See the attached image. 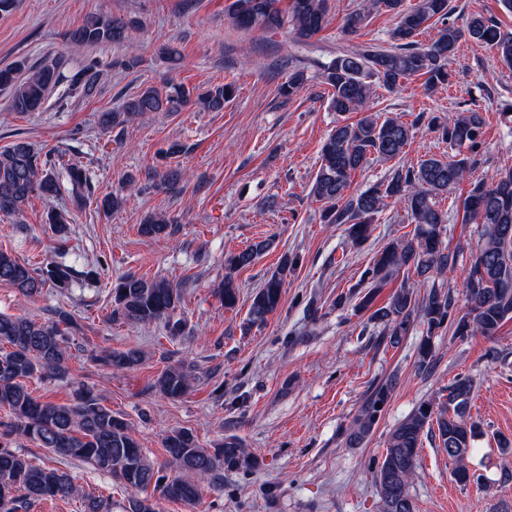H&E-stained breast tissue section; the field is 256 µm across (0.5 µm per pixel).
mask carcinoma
Listing matches in <instances>:
<instances>
[{"label": "carcinoma", "instance_id": "obj_1", "mask_svg": "<svg viewBox=\"0 0 512 512\" xmlns=\"http://www.w3.org/2000/svg\"><path fill=\"white\" fill-rule=\"evenodd\" d=\"M277 2L233 0L230 16L235 26L245 31L286 28L301 44L308 43L327 23L328 0H291L287 13ZM373 6L396 16L392 38L397 45L391 50L367 46L342 52L320 65L319 76L331 89L330 111L340 116L362 112L364 116L351 123L338 122L327 135L310 194L324 204L325 223L346 225V241L355 249L369 239L371 224L385 199L404 205L415 224L413 234L387 244L365 267L360 284L367 285L368 291L357 307L368 313V320L383 325V337L393 347L414 326H421L415 365L417 371L428 373L434 361L431 340L449 324L456 307V299L439 278L459 260V252L445 243L448 213L438 208L436 198L467 180L471 162L460 149L472 151L479 146L483 118L476 110L430 116L431 129L459 153L448 158L431 155L415 165L398 164L385 180L352 193L356 171L373 159L401 160L413 136V125L398 119L381 122L369 114L373 85L394 90L400 80L421 75L425 77L424 89L431 91L447 82L448 64L464 30L471 39L494 48L499 59L512 66V32L480 14L470 16L465 28L456 26L449 21L450 0H418L410 7L404 0H369L347 17L346 28L356 32L363 27ZM431 23L440 25L437 35L429 43L417 42L416 37ZM129 29L130 23L122 18L94 14L70 33V39L78 47L120 45L128 41ZM99 67L100 62L93 58L67 75L59 58L33 68L20 60L0 69V87L10 90L11 111L38 112L47 91L63 83L70 96H93ZM307 80L305 70H295L282 88L283 94H296ZM234 92L231 83H218L197 94L181 84L170 83L164 91L147 87L128 96L118 108L100 113L99 124L107 130L123 127L147 113L176 112L191 102L219 112ZM154 177L159 180L157 187L172 191L179 185L181 172L170 167L155 172ZM63 188L74 207L86 205L94 191L89 170L78 163L53 160L22 137L0 151V213L18 215L30 198L54 197ZM464 211L480 224V234L475 260L462 284L466 312L455 333L495 336L505 321L512 320V169L497 171L488 183H474L464 199ZM47 224L60 245H66L70 234L67 214L50 210ZM173 231L172 221L163 214L150 215L139 225V233L151 239L167 237ZM271 244L269 237L224 255V280L219 288L224 307L232 308L237 302L234 274L253 265ZM298 263L297 256L285 254L266 275L252 298L248 325L263 324L278 309L286 278ZM402 270L414 275L413 282L402 283L383 306L373 308L380 290ZM98 276L95 267L78 269L63 262L36 266L0 250V284L27 299L41 296L47 286L62 292L77 281L93 282ZM111 295L112 320L160 323L172 341L185 336L187 322L178 312L180 288L170 280L125 274L112 283ZM79 330L73 314L63 308L44 322L0 314V408L9 413V420L0 421V504L7 505L6 512H24L33 501L74 496L82 498L83 512H112L111 499L80 491L68 472L37 465L13 449L11 440L16 435L37 442L56 456L108 472L128 489L152 491L149 497L128 498L123 512H157L161 499L191 505L200 499L202 482L213 483L226 471L254 467L236 439L203 448L194 432L183 428L164 437L167 464L158 468L144 456L128 422L101 403L87 384L74 383L71 400L66 403L33 395L25 380L68 377L69 343ZM96 360L115 371H129L142 364L143 354L136 348L110 349ZM195 379L193 365L181 362L165 368L151 389L176 400L190 390ZM472 389L471 378H457L448 386V397L440 407L423 402L391 431L381 461L374 468L382 512H415L410 484L423 436L428 434L438 438L441 450L455 464L458 482H480L466 465L471 441L478 432V424L469 416ZM392 390L390 381L372 389L346 431L350 446L367 441Z\"/></svg>", "mask_w": 512, "mask_h": 512}]
</instances>
